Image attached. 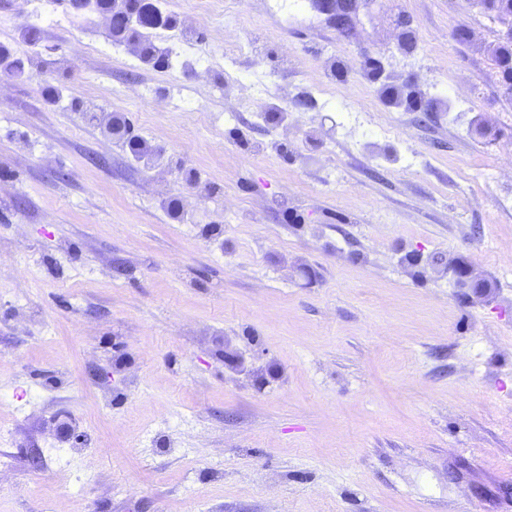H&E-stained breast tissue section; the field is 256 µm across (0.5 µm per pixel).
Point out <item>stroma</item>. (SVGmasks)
Listing matches in <instances>:
<instances>
[{"instance_id":"stroma-1","label":"stroma","mask_w":512,"mask_h":512,"mask_svg":"<svg viewBox=\"0 0 512 512\" xmlns=\"http://www.w3.org/2000/svg\"><path fill=\"white\" fill-rule=\"evenodd\" d=\"M160 6L194 48L152 68L68 0L30 49L0 0L23 65L0 73V512H512L501 23L468 0H363L343 29L312 0ZM459 255L491 296L433 262Z\"/></svg>"}]
</instances>
